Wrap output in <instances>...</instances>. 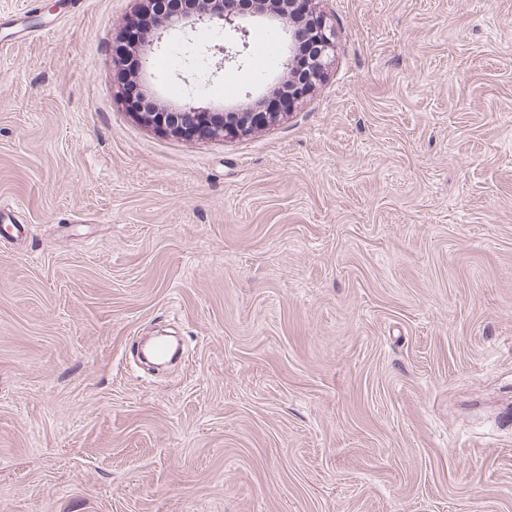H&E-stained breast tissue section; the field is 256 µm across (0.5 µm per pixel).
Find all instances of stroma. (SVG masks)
<instances>
[{
	"mask_svg": "<svg viewBox=\"0 0 512 512\" xmlns=\"http://www.w3.org/2000/svg\"><path fill=\"white\" fill-rule=\"evenodd\" d=\"M23 2L0 0V512H512V0H320L324 79L220 141L114 101L137 0ZM210 43L171 36L154 103L281 86L267 27L241 66ZM146 336L182 360L148 371Z\"/></svg>",
	"mask_w": 512,
	"mask_h": 512,
	"instance_id": "stroma-1",
	"label": "stroma"
}]
</instances>
